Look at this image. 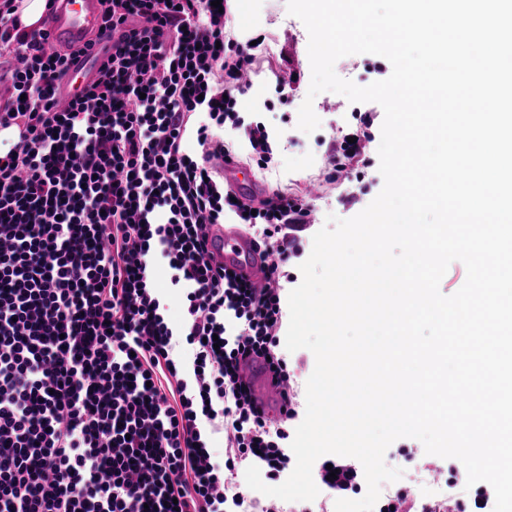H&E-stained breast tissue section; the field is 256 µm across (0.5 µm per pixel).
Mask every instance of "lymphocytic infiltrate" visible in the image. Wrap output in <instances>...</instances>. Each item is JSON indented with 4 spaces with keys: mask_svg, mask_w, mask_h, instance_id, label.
<instances>
[{
    "mask_svg": "<svg viewBox=\"0 0 512 512\" xmlns=\"http://www.w3.org/2000/svg\"><path fill=\"white\" fill-rule=\"evenodd\" d=\"M99 3L86 45L55 50L45 30L15 35L18 4L0 0V56L16 60L0 124L27 131L0 147V512H284L233 476L246 460L289 477L297 393L272 423L239 366L261 357L289 375L282 266L311 211L303 194L255 201L224 186L231 151L213 133L242 126L258 59L247 44L220 48L233 16L212 0ZM91 48L95 74L59 103ZM349 110L353 136L331 143L320 187L348 179L380 115L375 102ZM245 129L250 159L268 168L265 124ZM230 222L268 255L265 287L210 252L211 228ZM156 260L184 299L180 322L161 308ZM314 472L340 498L366 485L351 457L322 456ZM466 479L462 465L426 463L410 482L442 481L446 494L417 505L399 492L379 512H493L492 486L470 496Z\"/></svg>",
    "mask_w": 512,
    "mask_h": 512,
    "instance_id": "f902f5d3",
    "label": "lymphocytic infiltrate"
}]
</instances>
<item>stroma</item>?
<instances>
[{
  "instance_id": "stroma-1",
  "label": "stroma",
  "mask_w": 512,
  "mask_h": 512,
  "mask_svg": "<svg viewBox=\"0 0 512 512\" xmlns=\"http://www.w3.org/2000/svg\"><path fill=\"white\" fill-rule=\"evenodd\" d=\"M232 12L243 27L264 37L256 50L263 61L251 88L241 98V116L245 124L263 122L282 138L270 169L262 170L251 163L247 171L264 193L288 190L309 194L312 222L315 228H322L328 216L341 218L345 211L338 190L316 197L312 194L313 185L325 164L330 142L350 132L355 121L350 111L342 107V95L327 91L317 95L313 102L321 121L319 129L310 134L298 129V110L310 86L309 36L303 22L289 14L287 0H255L249 11L245 10L243 0H235ZM287 68L300 71L303 79L294 90L283 93L276 85L275 73ZM378 147V142L369 143L363 161L344 184V189L363 192L367 204L384 184L379 172Z\"/></svg>"
}]
</instances>
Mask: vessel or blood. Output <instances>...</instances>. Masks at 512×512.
<instances>
[{
	"instance_id": "obj_1",
	"label": "vessel or blood",
	"mask_w": 512,
	"mask_h": 512,
	"mask_svg": "<svg viewBox=\"0 0 512 512\" xmlns=\"http://www.w3.org/2000/svg\"><path fill=\"white\" fill-rule=\"evenodd\" d=\"M100 25L98 0H55L54 14L48 27L49 38L58 47L83 45ZM73 85L63 88L58 97L70 100L91 76L89 61L72 67ZM210 250L217 262L235 271L255 287H263V261L249 236L232 225L216 226L210 237ZM241 373L251 385L256 403L265 408L272 422L282 419L283 384L274 381L262 359H251L241 366Z\"/></svg>"
}]
</instances>
